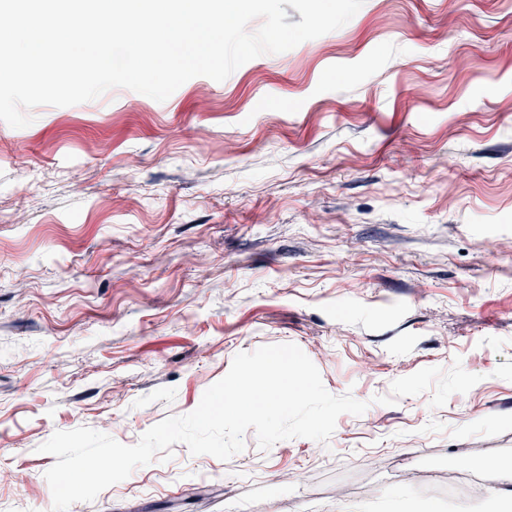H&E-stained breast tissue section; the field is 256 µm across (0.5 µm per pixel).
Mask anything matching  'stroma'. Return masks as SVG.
<instances>
[{
    "mask_svg": "<svg viewBox=\"0 0 512 512\" xmlns=\"http://www.w3.org/2000/svg\"><path fill=\"white\" fill-rule=\"evenodd\" d=\"M30 114L0 122V512H52L55 431L135 444L283 343L366 412L226 461L171 445L68 512L512 502V0H365L225 81ZM457 359L481 380L443 407L379 404Z\"/></svg>",
    "mask_w": 512,
    "mask_h": 512,
    "instance_id": "stroma-1",
    "label": "stroma"
}]
</instances>
